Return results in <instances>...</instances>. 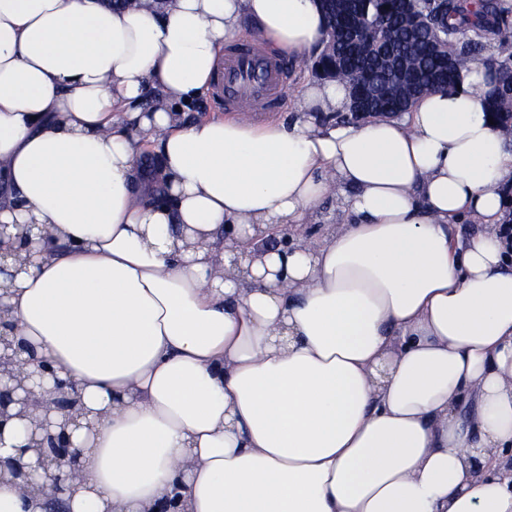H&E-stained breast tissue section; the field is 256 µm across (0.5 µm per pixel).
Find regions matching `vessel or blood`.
Masks as SVG:
<instances>
[{
    "mask_svg": "<svg viewBox=\"0 0 512 512\" xmlns=\"http://www.w3.org/2000/svg\"><path fill=\"white\" fill-rule=\"evenodd\" d=\"M283 65L256 43L233 49L216 80L217 94L228 104L248 102L264 107L277 101Z\"/></svg>",
    "mask_w": 512,
    "mask_h": 512,
    "instance_id": "vessel-or-blood-1",
    "label": "vessel or blood"
}]
</instances>
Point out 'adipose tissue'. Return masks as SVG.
I'll return each instance as SVG.
<instances>
[{
    "instance_id": "ef3b65f1",
    "label": "adipose tissue",
    "mask_w": 512,
    "mask_h": 512,
    "mask_svg": "<svg viewBox=\"0 0 512 512\" xmlns=\"http://www.w3.org/2000/svg\"><path fill=\"white\" fill-rule=\"evenodd\" d=\"M326 29L319 0H0V224L45 235L1 300L78 385L67 512H512L484 67L395 117L306 79L290 122L184 118L234 39L302 60ZM341 197H331L326 199L316 210L315 224H309L306 228L308 236H320L326 229L332 227L342 218Z\"/></svg>"
}]
</instances>
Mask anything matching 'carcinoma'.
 <instances>
[{
  "label": "carcinoma",
  "instance_id": "obj_1",
  "mask_svg": "<svg viewBox=\"0 0 512 512\" xmlns=\"http://www.w3.org/2000/svg\"><path fill=\"white\" fill-rule=\"evenodd\" d=\"M409 6L432 16V24L408 28ZM360 17L388 29L381 48L406 66V80L352 40L353 21ZM479 58L495 84L484 110L506 126L512 116V17L501 0H415L410 5L406 0H350L336 17V79L365 99L385 95L394 106L416 88L423 93L453 89L460 70Z\"/></svg>",
  "mask_w": 512,
  "mask_h": 512
}]
</instances>
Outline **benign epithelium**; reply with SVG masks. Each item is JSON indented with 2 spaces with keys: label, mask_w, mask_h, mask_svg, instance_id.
I'll use <instances>...</instances> for the list:
<instances>
[{
  "label": "benign epithelium",
  "mask_w": 512,
  "mask_h": 512,
  "mask_svg": "<svg viewBox=\"0 0 512 512\" xmlns=\"http://www.w3.org/2000/svg\"><path fill=\"white\" fill-rule=\"evenodd\" d=\"M33 244L30 234L21 236L10 256L26 262ZM23 349L21 344L13 347V341L0 331V429L14 418L26 421L36 462L25 466L14 459L0 458V478L10 476L23 494L43 493L51 505L49 512H65L61 494L65 482L76 478L82 459L81 450L67 432L70 425L78 424L77 385L56 380L49 398H44L41 388L53 376V370L32 353L24 359L18 357Z\"/></svg>",
  "instance_id": "obj_1"
}]
</instances>
